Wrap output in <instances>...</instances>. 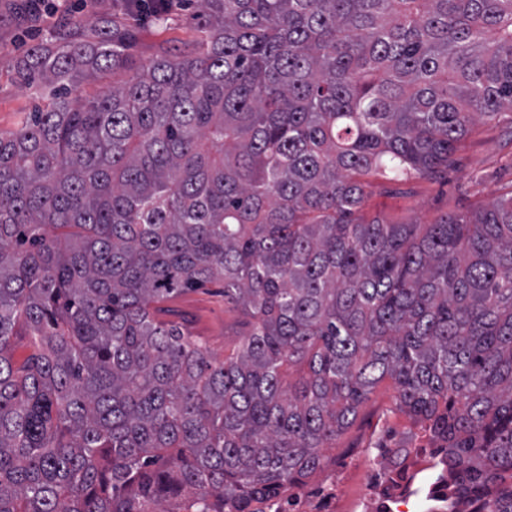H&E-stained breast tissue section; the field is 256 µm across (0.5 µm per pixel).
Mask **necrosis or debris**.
Instances as JSON below:
<instances>
[{"instance_id": "necrosis-or-debris-1", "label": "necrosis or debris", "mask_w": 512, "mask_h": 512, "mask_svg": "<svg viewBox=\"0 0 512 512\" xmlns=\"http://www.w3.org/2000/svg\"><path fill=\"white\" fill-rule=\"evenodd\" d=\"M387 420L368 438V445L329 460L319 475L292 484L262 502L260 512H475V504L453 500L448 476L439 470L435 442L425 426H418V443L391 458L381 441Z\"/></svg>"}]
</instances>
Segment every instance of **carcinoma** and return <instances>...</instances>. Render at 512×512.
Listing matches in <instances>:
<instances>
[{
  "label": "carcinoma",
  "mask_w": 512,
  "mask_h": 512,
  "mask_svg": "<svg viewBox=\"0 0 512 512\" xmlns=\"http://www.w3.org/2000/svg\"><path fill=\"white\" fill-rule=\"evenodd\" d=\"M196 2L191 47L138 64L130 26L68 17L16 62L46 94L0 132V512L245 508L385 377L448 484L512 512V192L361 215L366 178L512 112V0ZM214 280L251 325L222 363L157 318Z\"/></svg>",
  "instance_id": "carcinoma-1"
}]
</instances>
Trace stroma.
Returning a JSON list of instances; mask_svg holds the SVG:
<instances>
[{
	"mask_svg": "<svg viewBox=\"0 0 512 512\" xmlns=\"http://www.w3.org/2000/svg\"><path fill=\"white\" fill-rule=\"evenodd\" d=\"M39 16L29 15L26 0H0V131L14 129L37 103L34 90L15 78V62L33 43L48 40L63 17L88 22L125 17L121 0H46ZM187 0H175L161 20L134 18L136 61L148 59L164 43L195 44L201 33ZM512 189V114L475 125L447 170L431 178L376 175L365 187V220L388 224H433L450 214L477 210ZM161 321L198 338L215 362L236 351L250 331L240 307L225 300L224 286L211 282L167 302ZM401 424L404 410L392 379H384L358 409L353 423L336 439L335 454L363 446L381 415Z\"/></svg>",
	"mask_w": 512,
	"mask_h": 512,
	"instance_id": "obj_1",
	"label": "stroma"
}]
</instances>
